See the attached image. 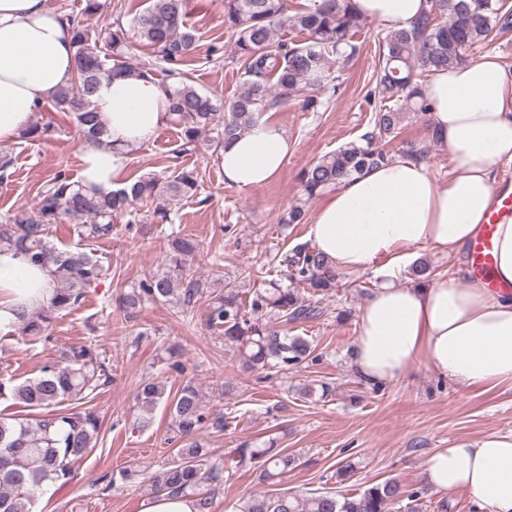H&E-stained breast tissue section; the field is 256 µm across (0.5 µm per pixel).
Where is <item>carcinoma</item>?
Instances as JSON below:
<instances>
[{"instance_id": "obj_1", "label": "carcinoma", "mask_w": 512, "mask_h": 512, "mask_svg": "<svg viewBox=\"0 0 512 512\" xmlns=\"http://www.w3.org/2000/svg\"><path fill=\"white\" fill-rule=\"evenodd\" d=\"M224 28L230 33L229 58L239 64L243 89L224 101L199 92L181 76L179 66L196 49L198 37L187 27V0H150L131 26L138 39L156 48L181 77L169 95L170 120L182 129L188 142L207 129L217 131L210 146L218 151L245 132L257 115L279 101L300 96L314 109L326 92L336 91L338 77L330 71L329 58L349 62L359 52L355 37L364 28V17L352 10L350 0H314L309 7L288 14L284 0H222ZM512 18L509 0H427V8L409 28H392L378 41L376 86L366 101L373 112L372 131L349 142L304 169L303 191L313 199L329 187L390 159L381 148L385 138L395 137L406 114L429 111L422 88L437 70L467 62V52L483 43L500 21ZM73 26L75 73L71 85L51 95L55 108L73 115L80 134L107 144L106 130L93 107L94 95L104 76L153 72L149 66L133 67L121 50L126 31L110 36L112 59L102 56L100 37L78 16L69 15ZM288 26L307 34L305 41L285 46L276 32ZM198 187L194 171L159 178L141 176L110 195L86 193L66 173H57L33 211L21 210L0 222V248L14 247L34 266L53 268L55 288L49 300L28 313L18 312L21 335L41 338L62 314L78 307L87 290L105 274L101 261L82 247L59 249L48 241L47 225L65 217L89 220L81 224L84 239L112 237L113 224L134 216V206L151 202L153 214L168 222L166 201L189 198ZM197 251L190 238L173 236L165 256L167 268L151 274L119 297V309L131 323L142 308L173 301L192 308L203 298L207 282L186 268V258ZM277 265L289 278L309 289L307 301L273 280L256 289L248 301L226 286L208 299L206 323L234 345L252 370L286 371L309 359L312 344L303 336L288 335L290 322L312 321L323 314L319 295L336 288V271L316 248L300 245L277 257ZM107 367L94 348L73 346L48 361L33 378L20 383L0 378V396L11 398L31 411L28 417L0 416V512H32L34 502L50 485H66L76 477V467L96 447L102 427L99 415L86 407V399L103 385ZM136 402L142 409L137 427L151 422L155 406L170 410L172 460L161 470L123 469L111 475L117 481L142 478L155 496L161 493L195 498L198 512H212L215 490L224 480V465L213 460L207 443L200 439L206 427L224 428V417L211 415L192 381L177 391L168 389L162 377L147 378L138 387ZM240 462L251 460L261 467L263 480L274 479L297 466L294 454L272 452V447L242 448ZM423 489L409 490L388 479L354 494L326 492L299 499L272 489L250 496L237 512H422Z\"/></svg>"}]
</instances>
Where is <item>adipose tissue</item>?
<instances>
[{
  "label": "adipose tissue",
  "instance_id": "ef3b65f1",
  "mask_svg": "<svg viewBox=\"0 0 512 512\" xmlns=\"http://www.w3.org/2000/svg\"><path fill=\"white\" fill-rule=\"evenodd\" d=\"M388 27H408L426 0H351ZM72 30L45 0H0V143L14 141L75 69ZM168 87L154 76L102 78L93 97L107 144L81 141L78 182L108 195L127 185L130 151L168 121ZM430 141L447 150L453 174L441 183L426 160L400 158L343 180L320 205L307 236L336 272L383 261L384 283L360 313L350 365L362 380L384 384L420 364L465 386L512 385V219L493 239V291L460 256L495 203L494 165L512 160V68L498 56L434 72L423 88ZM295 150L276 121L264 118L222 152L224 182L241 190L275 179ZM435 247L457 263L451 276L411 286L397 282L419 249ZM55 285L52 268L34 267L0 249V329L16 325L18 305L35 310ZM427 484L468 493L479 512H512V432L438 448L424 467Z\"/></svg>",
  "mask_w": 512,
  "mask_h": 512
}]
</instances>
